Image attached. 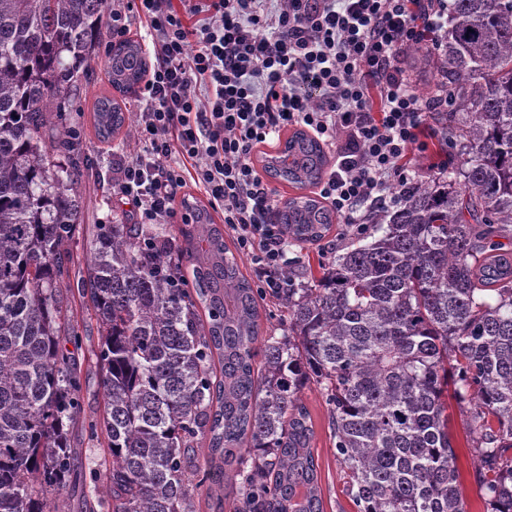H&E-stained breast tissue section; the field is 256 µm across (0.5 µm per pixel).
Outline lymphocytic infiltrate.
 Masks as SVG:
<instances>
[{
	"label": "lymphocytic infiltrate",
	"mask_w": 512,
	"mask_h": 512,
	"mask_svg": "<svg viewBox=\"0 0 512 512\" xmlns=\"http://www.w3.org/2000/svg\"><path fill=\"white\" fill-rule=\"evenodd\" d=\"M269 2L125 0L107 34L125 36L138 16L153 59L138 93L143 152L118 163L113 192L134 223L168 224L195 183L274 291L285 239L253 151L305 127L335 154L319 195L345 223L396 204L420 133L448 108L407 83L400 52L442 46L448 0Z\"/></svg>",
	"instance_id": "lymphocytic-infiltrate-1"
}]
</instances>
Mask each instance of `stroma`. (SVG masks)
Wrapping results in <instances>:
<instances>
[{"mask_svg": "<svg viewBox=\"0 0 512 512\" xmlns=\"http://www.w3.org/2000/svg\"><path fill=\"white\" fill-rule=\"evenodd\" d=\"M105 96L118 99L122 107L130 112L135 113L139 110L136 93L122 94L113 89L104 66L95 65L79 81L65 112V124L77 136L74 151L68 152L56 145L50 150L52 161L62 164L79 161L91 172L90 179L83 182L80 231L71 246L74 265L78 268L85 264L94 225L124 223V206L113 197L111 189L115 165L118 161L130 159L143 151L142 143L136 140L127 144L118 136L109 143L98 139L94 127V108L97 101ZM423 143V148L413 152L408 172L410 178L415 179L456 167L455 150L447 147L440 136L426 137ZM350 230L348 224H333L320 244L287 246L285 258L291 265L318 268L326 255L335 250L340 238ZM63 294L81 325L80 334L83 338L81 347L75 352L76 363L84 381L83 408L80 424L75 425L70 431V444L75 452L76 469L80 472L81 478L57 496L56 501L61 512H83V499L90 495L93 489L89 461L99 455L102 448L101 441L91 438L82 427L83 421L97 417L103 408L99 368L90 353L91 347L97 345L99 336L96 324L90 320L83 300L77 292L76 284H69ZM301 399L310 413L314 430L311 448L320 465L324 512H354L344 494L343 473L335 454L325 398L319 388L312 384L303 390ZM450 414V426L454 437V463L464 490L467 510L487 512L475 475V452L469 420L455 406L451 407Z\"/></svg>", "mask_w": 512, "mask_h": 512, "instance_id": "obj_1", "label": "stroma"}]
</instances>
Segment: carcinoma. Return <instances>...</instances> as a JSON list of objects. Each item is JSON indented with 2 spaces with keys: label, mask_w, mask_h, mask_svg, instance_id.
Segmentation results:
<instances>
[{
  "label": "carcinoma",
  "mask_w": 512,
  "mask_h": 512,
  "mask_svg": "<svg viewBox=\"0 0 512 512\" xmlns=\"http://www.w3.org/2000/svg\"><path fill=\"white\" fill-rule=\"evenodd\" d=\"M106 0H0V512H58L75 475L68 431L82 383L64 304L80 214L62 104L106 38ZM448 95L456 170L416 180L371 232L340 240L319 274L293 266L255 288L204 207L166 224H99L78 279L99 341L103 456L91 467L112 512H196L203 489L234 512H323L313 429L300 400L329 406L356 512H466L448 429V386L470 417L490 512H512V0H450L439 49L421 47ZM112 87L144 72L139 42L109 45ZM98 137L134 139L104 97ZM281 177L327 165L301 131ZM286 239L318 244L336 212L308 194L277 208ZM286 326L261 334V303Z\"/></svg>",
  "instance_id": "cac0c4a2"
}]
</instances>
